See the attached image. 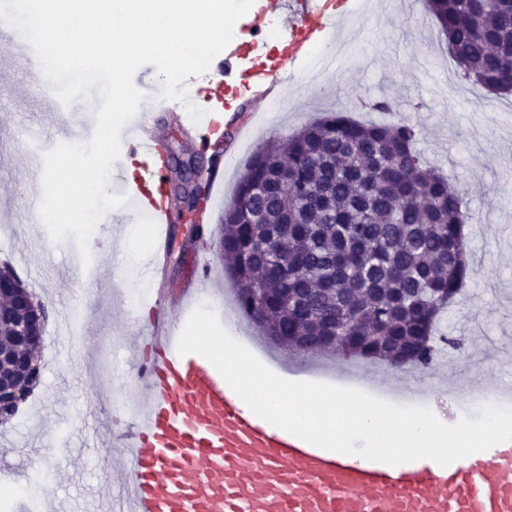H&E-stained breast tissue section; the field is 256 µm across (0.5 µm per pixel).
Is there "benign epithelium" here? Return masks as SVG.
I'll return each mask as SVG.
<instances>
[{
	"label": "benign epithelium",
	"instance_id": "1",
	"mask_svg": "<svg viewBox=\"0 0 512 512\" xmlns=\"http://www.w3.org/2000/svg\"><path fill=\"white\" fill-rule=\"evenodd\" d=\"M174 167L192 195L191 202L180 200L177 206L181 223L189 224L201 205L206 182L201 167L191 158H175ZM0 297L15 302L10 323L12 344L0 347V423L4 424L29 396V389L34 387L32 381L39 376L37 364L28 357V348L41 341L49 312L44 304L34 301L15 274L0 278Z\"/></svg>",
	"mask_w": 512,
	"mask_h": 512
}]
</instances>
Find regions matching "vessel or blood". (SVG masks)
<instances>
[{
    "label": "vessel or blood",
    "instance_id": "vessel-or-blood-1",
    "mask_svg": "<svg viewBox=\"0 0 512 512\" xmlns=\"http://www.w3.org/2000/svg\"><path fill=\"white\" fill-rule=\"evenodd\" d=\"M361 0H263L251 26L273 15L289 19L277 54L253 45L252 66L238 70L239 51L224 50L225 105L262 100L287 83L288 68L329 41L356 15ZM120 152L144 161L136 182L114 183L126 210L148 216L161 243L142 255L141 272L158 285L157 314L143 332L152 356L139 363V405L125 423L94 432L95 447H118L131 466L118 483L127 498L113 512H512V440L442 466L429 459L401 465L329 451L276 428L247 409L217 369L194 353L179 354L177 314L194 309L206 288L170 295L164 277L171 226L165 191V145L151 115L139 113L121 132ZM46 152L30 149L27 211L40 219ZM157 193L146 192L147 184Z\"/></svg>",
    "mask_w": 512,
    "mask_h": 512
}]
</instances>
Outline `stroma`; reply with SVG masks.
Wrapping results in <instances>:
<instances>
[{
	"label": "stroma",
	"mask_w": 512,
	"mask_h": 512,
	"mask_svg": "<svg viewBox=\"0 0 512 512\" xmlns=\"http://www.w3.org/2000/svg\"><path fill=\"white\" fill-rule=\"evenodd\" d=\"M349 29L362 54L338 56L320 87L306 84L304 66L296 64L288 76L287 107L264 113L243 146L218 156L205 153V168L218 171L223 182L207 203L204 229H217L258 146L288 137L329 110L366 123L408 122L418 133V149L451 177L471 215L465 232L473 275L439 325L434 361L456 363L459 389L474 385L479 395L487 394L495 373L489 353L512 333V96L463 80L449 86L457 65L424 0H370ZM26 53L24 39H0V263L11 264L50 318L40 345L41 382L18 415L0 426V478L14 490L0 501V512L29 495L31 459L54 472L48 490L68 501L72 512H84L98 494L117 493L114 472L125 463L85 447L82 433L113 426L121 419L114 403L137 397L136 361L148 347L139 326L151 315L139 260L153 228L129 220L113 239L110 224H98L85 268L75 259L73 238L56 248L44 224L28 222L29 188L20 163L32 140L55 134L59 117L50 99L23 94L34 81ZM381 100L394 103V111L367 110L368 102ZM237 333L260 355L327 384L355 370L354 360L291 351L252 326ZM116 366L124 371L118 385L112 382ZM48 490L39 485L32 495Z\"/></svg>",
	"instance_id": "obj_1"
}]
</instances>
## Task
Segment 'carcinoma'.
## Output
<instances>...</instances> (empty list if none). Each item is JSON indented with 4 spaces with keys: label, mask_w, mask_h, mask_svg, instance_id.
Returning a JSON list of instances; mask_svg holds the SVG:
<instances>
[{
    "label": "carcinoma",
    "mask_w": 512,
    "mask_h": 512,
    "mask_svg": "<svg viewBox=\"0 0 512 512\" xmlns=\"http://www.w3.org/2000/svg\"><path fill=\"white\" fill-rule=\"evenodd\" d=\"M462 77L512 94V0H427ZM407 123L332 112L250 157L224 207L218 253L240 309L308 352L428 368L442 313L472 273L459 191ZM261 299L263 325L252 309ZM336 338L358 337L351 346Z\"/></svg>",
    "instance_id": "1"
}]
</instances>
